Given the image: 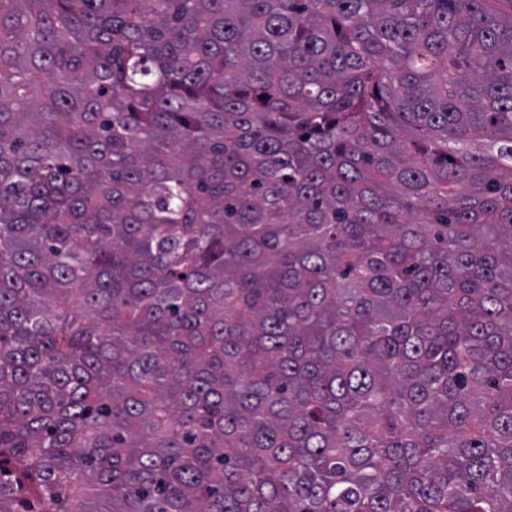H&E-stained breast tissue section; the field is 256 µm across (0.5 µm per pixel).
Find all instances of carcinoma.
I'll return each mask as SVG.
<instances>
[{"label": "carcinoma", "instance_id": "obj_1", "mask_svg": "<svg viewBox=\"0 0 512 512\" xmlns=\"http://www.w3.org/2000/svg\"><path fill=\"white\" fill-rule=\"evenodd\" d=\"M0 0V512H512V13Z\"/></svg>", "mask_w": 512, "mask_h": 512}]
</instances>
